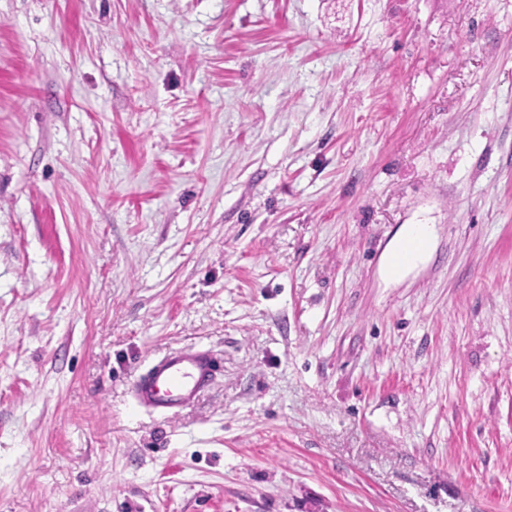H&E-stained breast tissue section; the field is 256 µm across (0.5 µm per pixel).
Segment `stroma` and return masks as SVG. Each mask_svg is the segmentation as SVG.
Here are the masks:
<instances>
[{"instance_id":"obj_1","label":"stroma","mask_w":512,"mask_h":512,"mask_svg":"<svg viewBox=\"0 0 512 512\" xmlns=\"http://www.w3.org/2000/svg\"><path fill=\"white\" fill-rule=\"evenodd\" d=\"M0 512H512V0H0ZM420 237L423 240V248L414 254L406 263L399 265L394 262V257L400 253L412 237ZM434 242V230L431 224H406L403 225L397 237L393 240L387 254L383 259L382 272L387 281H401L414 269L424 264L431 254ZM213 371L214 362L205 351L170 352L137 380L136 403L161 414L177 413L198 398Z\"/></svg>"}]
</instances>
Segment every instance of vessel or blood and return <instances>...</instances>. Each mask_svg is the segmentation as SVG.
I'll use <instances>...</instances> for the list:
<instances>
[{
    "label": "vessel or blood",
    "instance_id": "vessel-or-blood-1",
    "mask_svg": "<svg viewBox=\"0 0 512 512\" xmlns=\"http://www.w3.org/2000/svg\"><path fill=\"white\" fill-rule=\"evenodd\" d=\"M213 371L214 362L204 351L168 353L137 380L136 403L161 414L178 412L198 398Z\"/></svg>",
    "mask_w": 512,
    "mask_h": 512
}]
</instances>
